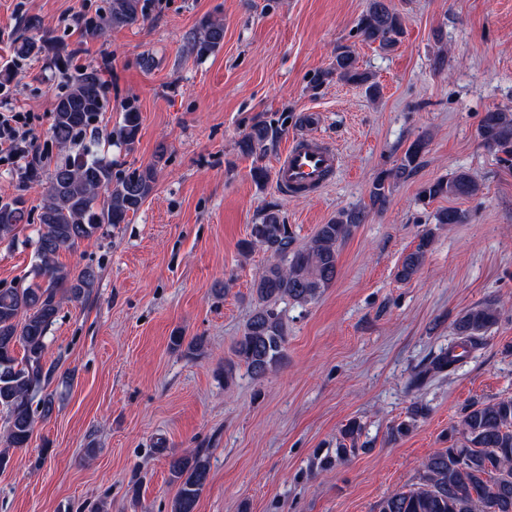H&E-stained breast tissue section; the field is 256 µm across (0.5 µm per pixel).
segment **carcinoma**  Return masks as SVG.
Masks as SVG:
<instances>
[{
  "label": "carcinoma",
  "mask_w": 512,
  "mask_h": 512,
  "mask_svg": "<svg viewBox=\"0 0 512 512\" xmlns=\"http://www.w3.org/2000/svg\"><path fill=\"white\" fill-rule=\"evenodd\" d=\"M148 0H109L108 16L99 24L83 21L85 32L92 37L105 34L107 28L133 26L146 19ZM199 34L192 35L193 49L199 56L218 51L224 44V24L204 18ZM357 34L366 43H376L390 51L404 34L403 18L388 0H368L358 19ZM42 20L37 15L24 18L20 34L14 40L18 58L49 56L56 67L65 72L76 50L55 45L40 34ZM336 77L347 84L365 87L373 98L378 92L370 75L361 70L355 51L338 45L329 70L314 77L315 86ZM103 82L96 69L86 67L78 72L66 90L56 99L53 121L48 135L52 143L66 148L79 143L83 134L97 123L105 110ZM141 124L136 106L129 103L120 124L109 137L127 148L135 143ZM481 142L490 150L512 159V113L489 110L479 124ZM273 130L256 125L238 141L242 155L260 158L266 151ZM427 140H413L395 166L381 171L373 180L370 207L341 210L335 218L319 225L302 247H294V237L279 211L269 209L252 225L250 238L239 243V251L247 256L261 246L270 253L271 261L255 279L252 297L256 306L243 333L233 344L234 358L224 362V384L233 381L236 371L245 367L251 378L261 381L285 358L288 343L279 300L306 305L316 301L336 278L338 251L352 228L365 223L369 209L382 210L388 198L390 183L406 179L417 169L426 153ZM48 154L34 153L24 172L27 180L43 185L45 202L38 215L35 241L34 281L23 286L0 288V408L6 412L4 443L0 451V468L10 460L9 449L25 448L31 438L36 419L52 415L55 394L47 391L55 366L46 365L48 333L60 310L61 300L88 299L98 283L91 267L71 276L56 265L61 251L73 250L79 243L95 235L102 226L128 222L153 191L156 165L150 164L112 171V161L98 156L88 146L75 156L67 157L44 172ZM479 185L465 172L439 177L424 184L419 191L421 201L437 198H469L478 194ZM467 214L456 208L435 212L437 224H464ZM28 222L24 202L16 197L0 200V239L9 236L18 225ZM431 233H424L416 248L408 253L398 271L406 281L418 274L431 249ZM500 310L496 302L485 301L467 309L455 322L456 342L442 350L419 369L413 385L450 371L483 344L484 334L497 324ZM22 356H17L18 351ZM428 408L413 403L404 420L392 428V435L404 436L425 417ZM362 425L353 419L340 430L336 461H344L354 451ZM448 447L439 448L420 464L418 483L407 491H396L384 497L377 512H512V397L495 398L468 405L458 423L447 435ZM172 481L178 483L171 512H195L199 498L209 479L208 455L201 449L189 454L173 455L169 460Z\"/></svg>",
  "instance_id": "carcinoma-1"
}]
</instances>
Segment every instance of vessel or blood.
<instances>
[{
	"mask_svg": "<svg viewBox=\"0 0 512 512\" xmlns=\"http://www.w3.org/2000/svg\"><path fill=\"white\" fill-rule=\"evenodd\" d=\"M339 166L335 145L318 137L291 140L277 162L274 179L288 196H314L330 183Z\"/></svg>",
	"mask_w": 512,
	"mask_h": 512,
	"instance_id": "vessel-or-blood-1",
	"label": "vessel or blood"
}]
</instances>
